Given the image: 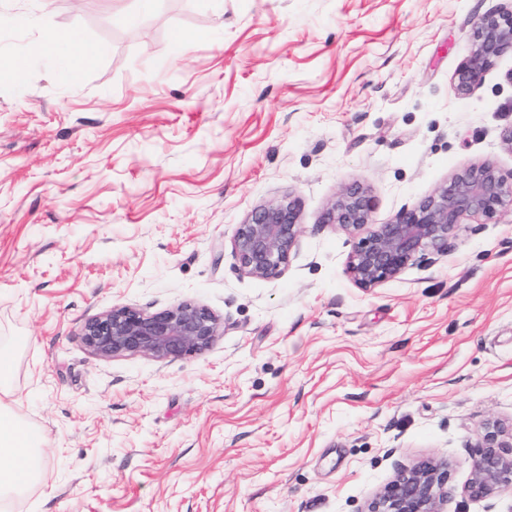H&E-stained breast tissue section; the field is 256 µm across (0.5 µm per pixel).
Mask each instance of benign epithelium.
<instances>
[{
    "label": "benign epithelium",
    "mask_w": 512,
    "mask_h": 512,
    "mask_svg": "<svg viewBox=\"0 0 512 512\" xmlns=\"http://www.w3.org/2000/svg\"><path fill=\"white\" fill-rule=\"evenodd\" d=\"M512 53V6L501 7L474 20L468 53L458 67L454 87L467 95L496 61ZM512 204V171L505 173L484 162L455 173L432 195L383 224L372 222L374 201L360 185L344 188L331 200L322 217L356 239L347 272L364 289L397 278L425 253H448V239L465 216L494 215ZM303 233L300 211L291 198L264 203L238 225L232 248L247 276H279ZM224 330L220 318L207 307L183 301L145 313L130 306H114L85 322V348L107 360L120 356H148L158 361L198 355L208 350ZM473 463L465 493L483 500L512 489V420L490 417L479 424ZM448 463L424 460L403 470L378 491L363 512H444L448 499Z\"/></svg>",
    "instance_id": "7a95c632"
}]
</instances>
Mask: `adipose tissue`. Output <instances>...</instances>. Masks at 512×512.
Wrapping results in <instances>:
<instances>
[{"label":"adipose tissue","instance_id":"ef3b65f1","mask_svg":"<svg viewBox=\"0 0 512 512\" xmlns=\"http://www.w3.org/2000/svg\"><path fill=\"white\" fill-rule=\"evenodd\" d=\"M41 53L53 57L59 77L77 85L81 72L93 66L99 47L74 45L70 34L52 31L39 46ZM44 438L39 432L22 426L11 411L0 405V500L20 494L38 479L43 465L41 448Z\"/></svg>","mask_w":512,"mask_h":512}]
</instances>
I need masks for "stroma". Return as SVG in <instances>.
<instances>
[{"label": "stroma", "mask_w": 512, "mask_h": 512, "mask_svg": "<svg viewBox=\"0 0 512 512\" xmlns=\"http://www.w3.org/2000/svg\"><path fill=\"white\" fill-rule=\"evenodd\" d=\"M506 0H0V404L45 438L5 512H363L398 471L451 465L512 417V207L467 217L447 255L366 291L352 237L322 224L347 185L381 224L454 173L512 170V55L470 94L455 72ZM103 53L70 87L37 48ZM296 201L283 273L232 249L259 205ZM190 300L223 322L202 354L95 358L83 324Z\"/></svg>", "instance_id": "1"}]
</instances>
